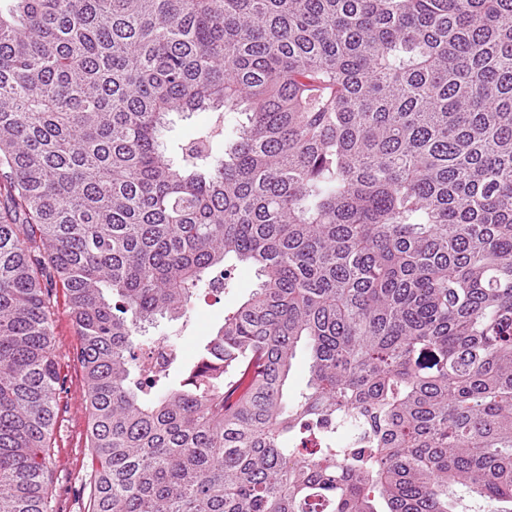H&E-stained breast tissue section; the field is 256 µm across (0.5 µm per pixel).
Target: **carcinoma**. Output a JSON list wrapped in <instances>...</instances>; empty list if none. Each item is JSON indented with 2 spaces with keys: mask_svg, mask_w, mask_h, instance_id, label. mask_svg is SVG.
Returning a JSON list of instances; mask_svg holds the SVG:
<instances>
[{
  "mask_svg": "<svg viewBox=\"0 0 512 512\" xmlns=\"http://www.w3.org/2000/svg\"><path fill=\"white\" fill-rule=\"evenodd\" d=\"M59 287L90 512H512V0H5L0 512H54ZM214 119L213 112H194L191 115L171 114L163 132L167 148L175 154L178 144L195 137L199 131L209 128ZM234 268L232 277L235 288L218 297L209 290H201L193 298L185 318L162 322L158 328L152 329L154 335L170 336L179 345L182 357L187 361L192 360L205 336L222 324L224 315L237 307L255 288L257 277L254 268L241 263Z\"/></svg>",
  "mask_w": 512,
  "mask_h": 512,
  "instance_id": "obj_1",
  "label": "carcinoma"
}]
</instances>
